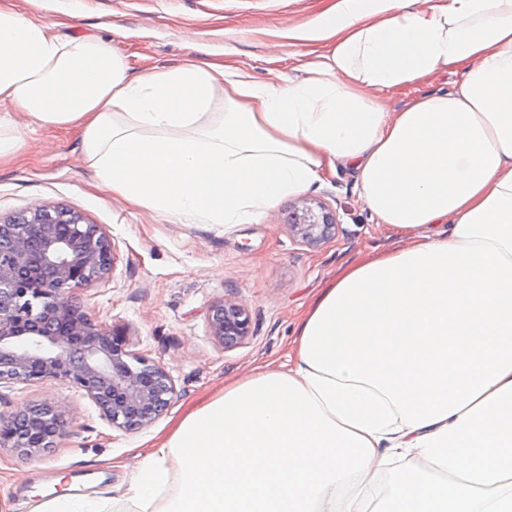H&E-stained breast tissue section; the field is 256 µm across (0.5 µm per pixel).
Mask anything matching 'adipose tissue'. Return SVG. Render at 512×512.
I'll return each mask as SVG.
<instances>
[{
  "mask_svg": "<svg viewBox=\"0 0 512 512\" xmlns=\"http://www.w3.org/2000/svg\"><path fill=\"white\" fill-rule=\"evenodd\" d=\"M289 35L324 47L298 81L136 75L111 40L0 5V162L16 114L74 128L104 193L227 226L343 167L408 237L322 288L287 368L193 403L120 498L32 512H512V0H332Z\"/></svg>",
  "mask_w": 512,
  "mask_h": 512,
  "instance_id": "obj_1",
  "label": "adipose tissue"
}]
</instances>
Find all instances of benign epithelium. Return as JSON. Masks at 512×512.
I'll use <instances>...</instances> for the list:
<instances>
[{
    "mask_svg": "<svg viewBox=\"0 0 512 512\" xmlns=\"http://www.w3.org/2000/svg\"><path fill=\"white\" fill-rule=\"evenodd\" d=\"M336 214L302 199L288 213L300 243L318 247L336 234ZM113 264L108 237L65 206L0 219V385L55 380L90 399L113 428L141 430L169 409L176 388L165 368L134 350L125 327H106L73 301ZM209 331L224 348L251 333L246 310L231 301L211 307ZM68 425L52 402L0 419V450L26 459L57 446Z\"/></svg>",
    "mask_w": 512,
    "mask_h": 512,
    "instance_id": "obj_1",
    "label": "benign epithelium"
}]
</instances>
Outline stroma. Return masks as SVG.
<instances>
[{
	"label": "stroma",
	"instance_id": "stroma-1",
	"mask_svg": "<svg viewBox=\"0 0 512 512\" xmlns=\"http://www.w3.org/2000/svg\"><path fill=\"white\" fill-rule=\"evenodd\" d=\"M62 35L93 33L129 54L134 72L174 67L188 57L246 69L264 82L272 72L302 77L322 46L288 31L331 0H5ZM14 161L0 165V217L36 205H64L100 225L113 248L107 277L77 292L76 302L102 325H125L139 355L160 363L176 394L165 415L134 432L112 428L97 407L66 385L44 381L0 389V414L51 401L68 414L58 448L36 460L0 452V512H29L57 491V477L117 497L139 462L190 403L250 374L288 361V342L307 303L360 253L396 248L403 238L377 223L353 176L340 170L308 193L336 213L333 239L305 246L288 230L291 199L256 224H171L101 194L74 131L26 130ZM233 301L247 311L251 334L224 348L209 334L211 306Z\"/></svg>",
	"mask_w": 512,
	"mask_h": 512
}]
</instances>
